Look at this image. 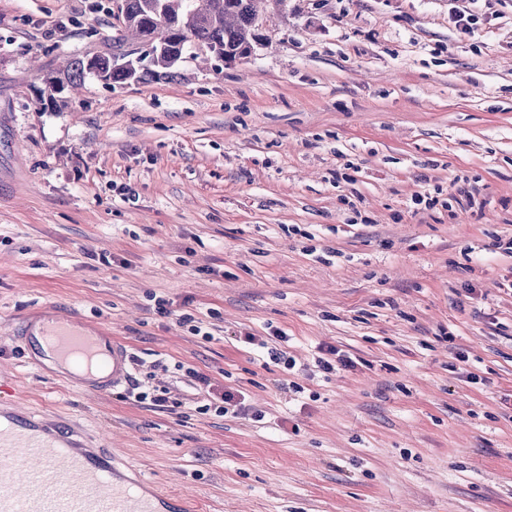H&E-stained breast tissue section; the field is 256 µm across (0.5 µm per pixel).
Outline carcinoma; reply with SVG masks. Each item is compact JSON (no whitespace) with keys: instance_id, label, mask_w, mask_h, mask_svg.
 Here are the masks:
<instances>
[{"instance_id":"1","label":"carcinoma","mask_w":512,"mask_h":512,"mask_svg":"<svg viewBox=\"0 0 512 512\" xmlns=\"http://www.w3.org/2000/svg\"><path fill=\"white\" fill-rule=\"evenodd\" d=\"M258 0H117L125 28L112 36L120 47L141 46V64L130 68L112 54L73 56L56 76L45 80L49 101L92 76L107 86L132 79L174 76L173 68L190 46L206 48L231 66L248 58L262 42Z\"/></svg>"}]
</instances>
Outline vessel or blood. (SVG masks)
Segmentation results:
<instances>
[{
  "label": "vessel or blood",
  "mask_w": 512,
  "mask_h": 512,
  "mask_svg": "<svg viewBox=\"0 0 512 512\" xmlns=\"http://www.w3.org/2000/svg\"><path fill=\"white\" fill-rule=\"evenodd\" d=\"M28 361L90 393L130 377L128 344L53 305L14 329ZM186 499L143 492L111 449L85 447L77 432L35 412L0 407V512H183Z\"/></svg>",
  "instance_id": "1"
}]
</instances>
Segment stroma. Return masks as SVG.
Instances as JSON below:
<instances>
[{
  "mask_svg": "<svg viewBox=\"0 0 512 512\" xmlns=\"http://www.w3.org/2000/svg\"><path fill=\"white\" fill-rule=\"evenodd\" d=\"M109 5L0 0V401L193 512H512V0H268L234 65L48 102ZM46 303L126 340L128 385L30 365ZM195 380L199 383L200 389L208 396L210 399V404H205V409H210L211 405H214V408L219 413L227 414L230 411L235 413L242 409V403L240 401L235 400L234 395L231 393H217L214 389L211 388L210 381L207 377L195 374ZM222 404V405H220ZM224 404V405H223Z\"/></svg>",
  "mask_w": 512,
  "mask_h": 512,
  "instance_id": "stroma-1",
  "label": "stroma"
}]
</instances>
